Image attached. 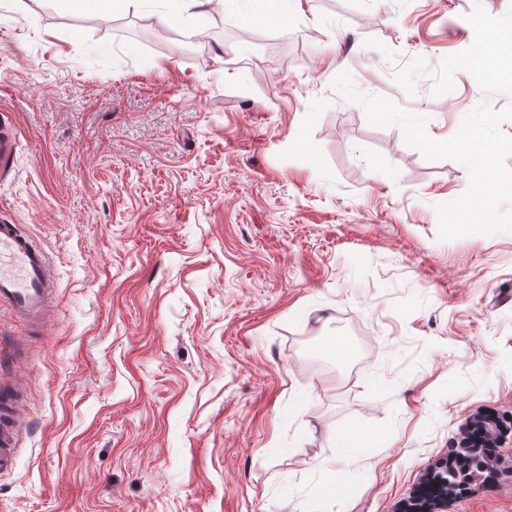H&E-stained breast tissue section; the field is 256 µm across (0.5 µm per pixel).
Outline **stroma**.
I'll list each match as a JSON object with an SVG mask.
<instances>
[{
    "mask_svg": "<svg viewBox=\"0 0 512 512\" xmlns=\"http://www.w3.org/2000/svg\"><path fill=\"white\" fill-rule=\"evenodd\" d=\"M162 8L0 0V216L58 289L39 332L0 306L28 416L0 512H402L475 413L512 420V233L439 240L465 167L332 81L448 139L512 103V0ZM449 512H512V482ZM67 6H73L89 16L113 13L124 8L134 9L138 0H60ZM165 10L158 21L168 27L182 25L189 19L205 17L214 0H164ZM226 7L241 10L246 22L253 24H266L271 21H288L291 14V5L295 1L288 0H221L218 1ZM265 2H272L273 9L263 6ZM244 5V7H242ZM17 132L9 120L0 119V186L12 180L18 164Z\"/></svg>",
    "mask_w": 512,
    "mask_h": 512,
    "instance_id": "35a3bbf8",
    "label": "stroma"
}]
</instances>
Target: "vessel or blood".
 I'll return each instance as SVG.
<instances>
[{
    "label": "vessel or blood",
    "instance_id": "1",
    "mask_svg": "<svg viewBox=\"0 0 512 512\" xmlns=\"http://www.w3.org/2000/svg\"><path fill=\"white\" fill-rule=\"evenodd\" d=\"M17 132L9 120L0 119V186L17 172ZM56 297L45 251L17 225L0 224V304L32 326H40ZM23 432L16 410L15 394L0 390V471L11 470L19 454L18 442Z\"/></svg>",
    "mask_w": 512,
    "mask_h": 512
}]
</instances>
